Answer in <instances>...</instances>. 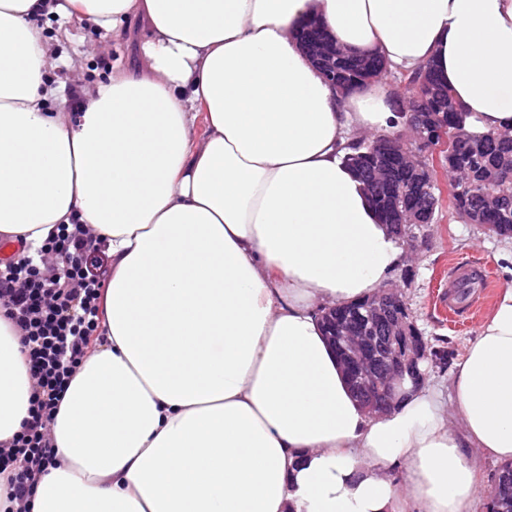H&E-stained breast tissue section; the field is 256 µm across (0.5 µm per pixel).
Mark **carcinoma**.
Returning <instances> with one entry per match:
<instances>
[{
	"label": "carcinoma",
	"instance_id": "cac0c4a2",
	"mask_svg": "<svg viewBox=\"0 0 512 512\" xmlns=\"http://www.w3.org/2000/svg\"><path fill=\"white\" fill-rule=\"evenodd\" d=\"M380 73L390 74L403 82L411 92L409 106L422 105L436 114L432 136L438 140L457 128L464 127L463 111L455 103L449 89L439 85L428 66L411 73L389 72L382 56H375ZM367 60L353 57L349 62L337 64L342 81L352 90H358L374 81L366 70ZM470 144L455 145L438 152V157L424 158L433 177L454 172L463 166L473 178L467 183L452 179L448 182V209L467 224H478L493 234L512 238V146L503 149L495 134L469 131ZM344 162L361 177H367L377 169L376 158L370 147L356 143ZM486 512H512V463L503 465L494 486L489 490Z\"/></svg>",
	"mask_w": 512,
	"mask_h": 512
}]
</instances>
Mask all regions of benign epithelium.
<instances>
[{
    "mask_svg": "<svg viewBox=\"0 0 512 512\" xmlns=\"http://www.w3.org/2000/svg\"><path fill=\"white\" fill-rule=\"evenodd\" d=\"M316 36L309 35L301 42L306 52L320 70L327 75L331 84H336V46L327 39L316 46ZM418 149L438 151L434 142L420 136L415 144L407 141L380 140L372 150L380 156L379 168L388 172V181L396 185L394 201L386 207V223L400 235H411L414 227L429 223L434 206V194L430 190L432 177L429 169L421 166L412 171L409 180L402 182L395 177L401 161ZM407 305L397 291L391 287H381L362 307L354 310L345 320L340 336L330 337L339 343L346 360L356 367L354 386L367 405L375 410L378 405L373 395L382 389L386 393V403L392 404L398 396L405 378L419 384L425 373L420 363L428 357L427 351L406 328L402 313Z\"/></svg>",
    "mask_w": 512,
    "mask_h": 512,
    "instance_id": "benign-epithelium-1",
    "label": "benign epithelium"
}]
</instances>
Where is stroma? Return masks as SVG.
<instances>
[{
    "label": "stroma",
    "instance_id": "stroma-1",
    "mask_svg": "<svg viewBox=\"0 0 512 512\" xmlns=\"http://www.w3.org/2000/svg\"><path fill=\"white\" fill-rule=\"evenodd\" d=\"M37 23L55 45L56 60L47 76L56 90L53 106L57 110L78 111L77 101L67 93L72 84L90 88L111 75L113 64L124 69L135 68L137 64L125 42L113 41L93 22L63 25L57 18L41 17ZM511 245L476 225L453 218L444 206L437 209L434 223L425 226L423 235L411 242L403 241L411 259L396 270L392 283L406 302L410 318L428 348L447 354L444 363L426 361L429 383L448 389L468 341L478 334V322L443 316L435 307V299L447 289L455 265L484 263L495 289H502L512 285V274L498 255Z\"/></svg>",
    "mask_w": 512,
    "mask_h": 512
}]
</instances>
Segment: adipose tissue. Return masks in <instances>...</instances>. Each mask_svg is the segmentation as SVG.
<instances>
[{"label": "adipose tissue", "instance_id": "obj_1", "mask_svg": "<svg viewBox=\"0 0 512 512\" xmlns=\"http://www.w3.org/2000/svg\"><path fill=\"white\" fill-rule=\"evenodd\" d=\"M44 15L116 39L139 21V74L53 110ZM308 20L390 68L432 65L468 128L512 127V0H0V234L80 224L112 268L31 512H473L476 458L512 461V286L448 399L406 382L368 414L323 334L320 311L406 256L343 161L398 126L388 81L336 92L293 37ZM29 397L0 317V442Z\"/></svg>", "mask_w": 512, "mask_h": 512}]
</instances>
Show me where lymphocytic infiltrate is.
I'll use <instances>...</instances> for the list:
<instances>
[{
	"instance_id": "obj_1",
	"label": "lymphocytic infiltrate",
	"mask_w": 512,
	"mask_h": 512,
	"mask_svg": "<svg viewBox=\"0 0 512 512\" xmlns=\"http://www.w3.org/2000/svg\"><path fill=\"white\" fill-rule=\"evenodd\" d=\"M110 274L100 241L79 225H60L37 248L18 240L14 256L0 262V313L19 335L31 381L28 416L0 443V474L16 512H29L39 475L58 464L49 425L100 327Z\"/></svg>"
}]
</instances>
